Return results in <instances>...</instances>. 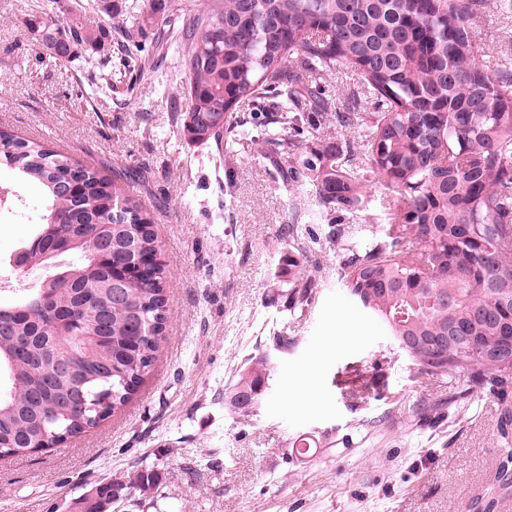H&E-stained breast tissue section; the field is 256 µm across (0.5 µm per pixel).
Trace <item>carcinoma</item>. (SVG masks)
Instances as JSON below:
<instances>
[{
	"mask_svg": "<svg viewBox=\"0 0 512 512\" xmlns=\"http://www.w3.org/2000/svg\"><path fill=\"white\" fill-rule=\"evenodd\" d=\"M512 11V0H207L201 11L171 5L177 51L187 82L173 112L184 138L227 152L245 125L241 113L261 111L266 124L255 142L279 169L285 192L308 189L316 213L332 224L344 251L349 297L387 329L406 351L416 378L467 375L498 400L501 477L512 459V357L486 358L453 341L434 355L436 336H468L478 345L512 337V68L486 65L477 23L491 9ZM41 42L72 62L83 50H105L106 33L83 17L61 27L46 12L27 19ZM127 66L146 56L134 32L121 31ZM342 68L356 72L365 98L333 112L332 99L314 75ZM373 111H364V105ZM363 125L366 143L338 148L307 146L325 124ZM7 189L23 204L38 190L33 235L20 248L31 255L72 236L83 239L74 261L34 291L0 300V454L49 448L98 427L127 404L155 360L169 317L162 264L138 274L131 261L159 255L149 213L128 194L119 173L105 175L36 140L0 131V167ZM379 186L394 236L347 244L344 218L369 216L365 185ZM109 224L112 261L100 254L101 225ZM274 274L288 310H305L318 283L294 241ZM44 297L48 314L32 301ZM73 336L55 337L54 320ZM93 329L83 349L75 337ZM60 359L72 370H57ZM270 360L250 358L225 388L224 405L263 394ZM150 467L125 483L101 482L72 502L74 512L96 498L131 487L143 495L159 488Z\"/></svg>",
	"mask_w": 512,
	"mask_h": 512,
	"instance_id": "obj_1",
	"label": "carcinoma"
}]
</instances>
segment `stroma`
I'll list each match as a JSON object with an SVG mask.
<instances>
[{
  "label": "stroma",
  "mask_w": 512,
  "mask_h": 512,
  "mask_svg": "<svg viewBox=\"0 0 512 512\" xmlns=\"http://www.w3.org/2000/svg\"><path fill=\"white\" fill-rule=\"evenodd\" d=\"M43 9L64 24L77 14L75 0H0V129L106 172L143 173L129 189L159 236L170 315L124 407L58 447L0 459V512H67L93 484L145 465L161 475L156 497L126 490L118 512H512L495 399L460 374L414 378L385 329L347 297L343 258L310 195L278 190L251 140L218 163L187 144L172 121L173 57L106 87L99 54L58 60L27 34L25 20ZM477 31L490 56L512 64L511 15L487 13ZM26 210L0 213L1 256L31 235L36 195ZM296 211L321 288L293 313L273 282L281 227ZM276 333L288 352L273 350ZM265 353L274 369L260 403L225 409V384ZM353 365L373 381L366 399L339 384ZM305 375L317 400L293 393ZM302 438L311 448L294 455Z\"/></svg>",
  "instance_id": "35a3bbf8"
}]
</instances>
